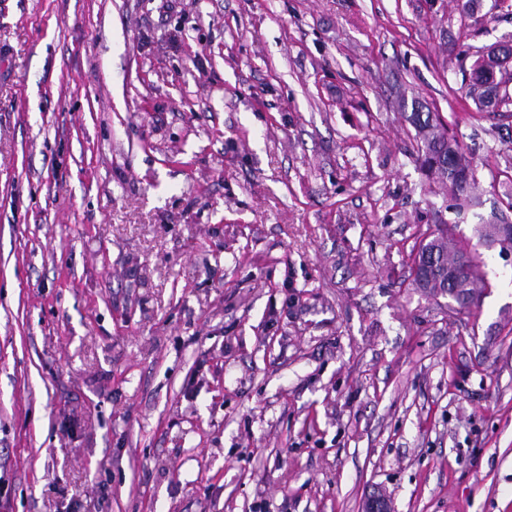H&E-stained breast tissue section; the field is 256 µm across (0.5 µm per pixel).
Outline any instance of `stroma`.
<instances>
[{
    "mask_svg": "<svg viewBox=\"0 0 512 512\" xmlns=\"http://www.w3.org/2000/svg\"><path fill=\"white\" fill-rule=\"evenodd\" d=\"M503 41L493 0H0V512H512V117L448 69ZM442 222L467 310L413 282ZM409 119L418 134V161L434 183L448 186L459 200L469 205L479 203L477 180L472 158L456 138L448 136L439 114L420 112L413 107ZM497 224H509L508 222L498 220L493 222H488L486 224H478L475 227V232L478 235L479 241H482L485 245L490 247L494 241L497 233ZM492 247H499L500 253L504 255L512 256V227L508 228L507 232L500 231L498 234V238Z\"/></svg>",
    "mask_w": 512,
    "mask_h": 512,
    "instance_id": "stroma-1",
    "label": "stroma"
}]
</instances>
